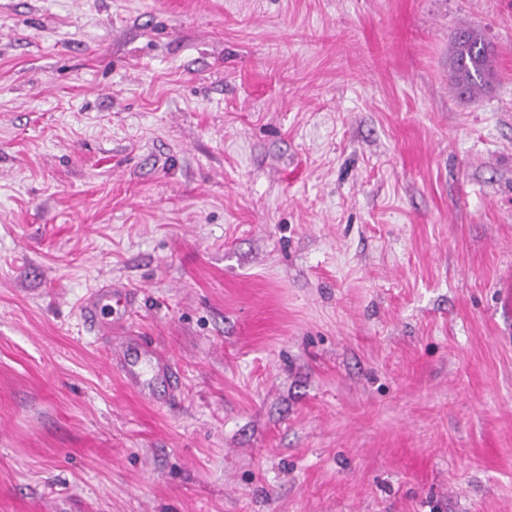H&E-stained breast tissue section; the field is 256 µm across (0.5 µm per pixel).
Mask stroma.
<instances>
[{
	"mask_svg": "<svg viewBox=\"0 0 512 512\" xmlns=\"http://www.w3.org/2000/svg\"><path fill=\"white\" fill-rule=\"evenodd\" d=\"M511 271L512 0H0V512H512ZM494 45L487 42L477 28L458 32L453 39L450 57L451 80L462 97L475 99L495 79ZM134 299V293L123 286L96 288L84 298L81 314L91 330L107 338L112 363L125 386L149 403L165 407L175 397L177 365L129 322L127 314ZM159 386L163 387V397L157 394Z\"/></svg>",
	"mask_w": 512,
	"mask_h": 512,
	"instance_id": "stroma-1",
	"label": "stroma"
}]
</instances>
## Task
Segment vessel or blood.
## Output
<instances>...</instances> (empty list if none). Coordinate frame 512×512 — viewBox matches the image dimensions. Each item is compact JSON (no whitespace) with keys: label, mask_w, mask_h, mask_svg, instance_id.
I'll list each match as a JSON object with an SVG mask.
<instances>
[{"label":"vessel or blood","mask_w":512,"mask_h":512,"mask_svg":"<svg viewBox=\"0 0 512 512\" xmlns=\"http://www.w3.org/2000/svg\"><path fill=\"white\" fill-rule=\"evenodd\" d=\"M134 299V293L122 286L97 288L84 298L81 314L91 330L107 338L112 363L125 386L149 403L164 407L175 397L177 365L130 323L128 310Z\"/></svg>","instance_id":"b4317fda"}]
</instances>
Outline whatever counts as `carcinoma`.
<instances>
[{
	"mask_svg": "<svg viewBox=\"0 0 512 512\" xmlns=\"http://www.w3.org/2000/svg\"><path fill=\"white\" fill-rule=\"evenodd\" d=\"M494 45L476 28L458 32L453 39L450 57L451 80L455 91L472 99L489 88L495 79Z\"/></svg>",
	"mask_w": 512,
	"mask_h": 512,
	"instance_id": "obj_1",
	"label": "carcinoma"
}]
</instances>
